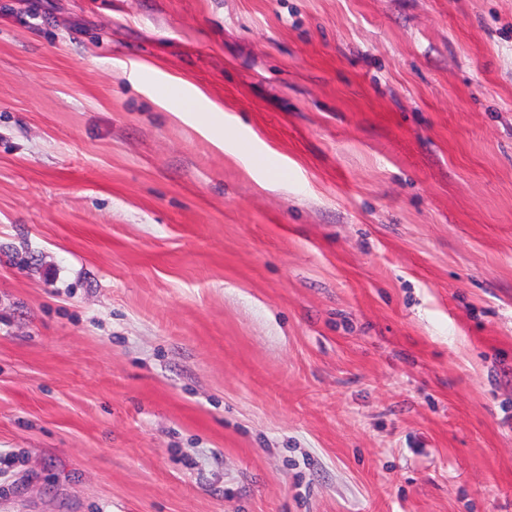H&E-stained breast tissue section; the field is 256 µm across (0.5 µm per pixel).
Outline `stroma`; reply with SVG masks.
I'll list each match as a JSON object with an SVG mask.
<instances>
[{"label":"stroma","instance_id":"1","mask_svg":"<svg viewBox=\"0 0 512 512\" xmlns=\"http://www.w3.org/2000/svg\"><path fill=\"white\" fill-rule=\"evenodd\" d=\"M0 512H512V0H0ZM185 82L176 79L173 80V91L168 98L155 99V103L167 112H171L176 118L183 120L186 114L198 113L199 102L207 99L205 94L198 88H195L191 94L182 93Z\"/></svg>","mask_w":512,"mask_h":512}]
</instances>
